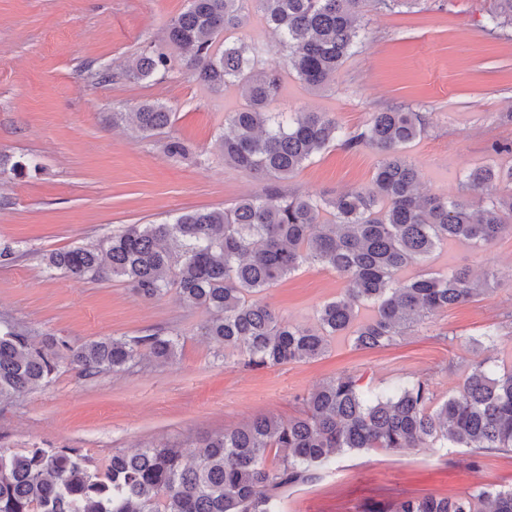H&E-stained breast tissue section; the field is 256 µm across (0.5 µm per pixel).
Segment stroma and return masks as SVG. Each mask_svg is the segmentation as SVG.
<instances>
[{
  "mask_svg": "<svg viewBox=\"0 0 512 512\" xmlns=\"http://www.w3.org/2000/svg\"><path fill=\"white\" fill-rule=\"evenodd\" d=\"M186 5L0 0V155L40 164L18 177L0 176V248L15 251L10 263H0V320L35 340L62 336L75 345L159 329L180 336L177 360L165 365L146 357L124 371L85 378L61 364L50 385L0 405V444L87 448L100 458L164 444L191 452L203 437L251 418L297 416L299 396L342 374L378 391L426 379L443 400L479 361L512 368V233L489 246L451 241L408 267L409 277L489 268L496 279L488 294L430 316L395 345L358 350L351 337L338 336L317 359L259 370L205 337L206 310L184 304L176 292L143 300L121 280H76L46 270L50 252L97 243L128 224L229 207L267 188V181L226 164L216 144L227 116L244 104L237 87L214 93L179 71L160 81L124 76L142 48L162 45L167 24ZM491 5L417 0L367 12L334 81L314 91L283 69L272 107L327 113L346 132L387 108L429 113L427 132L404 153L420 172L422 192L458 196L470 168L512 165V154L492 149L512 143V37L484 31ZM246 15L231 39L262 46L266 60H283L285 50L256 5ZM101 67L113 78L98 84L89 73ZM154 101L174 114L163 132L146 136L113 123V113ZM170 137L186 145L185 157L167 156ZM379 160L373 147L334 144L277 189L329 197L367 189ZM342 288L336 272L306 265L259 299L282 320L312 326ZM490 328L498 329L497 342L481 343ZM468 460L466 449L443 440L404 452H345L316 483L288 489L277 510L362 512L409 496L512 487V453L487 454L477 468Z\"/></svg>",
  "mask_w": 512,
  "mask_h": 512,
  "instance_id": "35a3bbf8",
  "label": "stroma"
}]
</instances>
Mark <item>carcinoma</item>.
Listing matches in <instances>:
<instances>
[{
  "instance_id": "carcinoma-1",
  "label": "carcinoma",
  "mask_w": 512,
  "mask_h": 512,
  "mask_svg": "<svg viewBox=\"0 0 512 512\" xmlns=\"http://www.w3.org/2000/svg\"><path fill=\"white\" fill-rule=\"evenodd\" d=\"M167 27L166 43L185 52L182 69L213 92L234 85L247 106L228 117L218 138L224 162L261 179L281 181L333 143L348 150L370 145L382 158L372 187L337 197L290 195L271 189L229 208L195 210L157 224H130L95 245L50 253L49 271L92 280L119 278L144 300L175 290L209 313L205 335L243 356L252 369L307 362L326 352L329 338L351 336L356 348L388 347L430 315L486 294L495 273L479 282L467 269L423 273L404 281L405 268L422 263L444 241L480 246L512 232V167L471 169L454 198L418 192L419 170L404 155L429 125L424 112H372L363 127L344 133L323 112H272L280 68L260 60L261 48L220 44L245 20L247 0H187ZM278 33L286 62L307 86L323 89L360 37L368 8L394 9L415 0H254ZM512 29V0H493L485 31ZM169 55L152 46L125 70L134 81L165 78ZM152 134L172 123L159 102L117 112ZM507 193L489 199L481 214L474 200L494 183ZM305 265L336 272L343 294L318 310L317 325L286 323L255 295ZM373 316L357 321L356 308ZM173 333L108 337L78 346L0 321V402L47 386L65 360L83 377L119 372L148 353L158 363L178 355ZM288 420L258 416L199 441L189 459L175 446L116 452L106 460L84 448L0 446V512H274L281 489L313 483L344 451L425 448L443 438L470 450L480 466L492 452L512 453V369L485 359L458 394L435 402L431 383L416 380L375 394L360 379L340 375L300 397ZM512 512V488H486L455 497L424 495L374 504L363 512Z\"/></svg>"
}]
</instances>
